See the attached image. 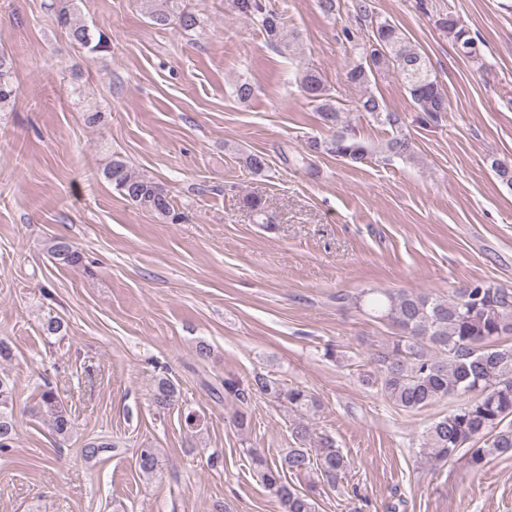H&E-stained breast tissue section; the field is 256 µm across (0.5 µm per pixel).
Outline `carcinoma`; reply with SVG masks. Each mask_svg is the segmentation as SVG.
<instances>
[{
  "label": "carcinoma",
  "mask_w": 512,
  "mask_h": 512,
  "mask_svg": "<svg viewBox=\"0 0 512 512\" xmlns=\"http://www.w3.org/2000/svg\"><path fill=\"white\" fill-rule=\"evenodd\" d=\"M148 17L157 26L178 25L185 31L197 28L199 19L181 9L179 0H143ZM233 11L262 29L270 46L278 51L288 48L279 15L267 0H232ZM356 19H368L371 33L362 42L361 61L346 71L349 82L368 88L371 79L382 72H392L403 82L419 111L436 119L448 111V97L431 72L426 57L412 46L406 33L397 25L372 19L368 0H355ZM56 23L67 30L71 40L96 53L105 47L103 38L93 39L88 27L63 6L56 13ZM439 26L452 34L457 53L463 58L478 57V47L469 30L448 15L438 20ZM303 95L316 104L324 124L336 128L329 139L312 137L306 142L308 153H326L362 163L370 149L356 138L341 119V107L332 103L328 90L314 73L301 79ZM14 96L11 65L0 54V109ZM375 120L396 129L386 141V152L404 158L412 157V144L400 129V118L386 111L381 101L365 92L356 105ZM105 178L126 200L161 217L173 210L171 198L155 181L135 172L117 153L112 154L103 169ZM50 253L58 264L78 265L83 256L63 240L54 241ZM348 299L360 308L366 307L376 317L392 323L399 335L391 344L372 354L374 371L362 376V383L404 412H416L455 398L459 403L448 414L434 420L421 433L420 452L432 462H444L458 455L467 465L478 468L499 455L512 452V346L501 344L512 336V290L494 283H476L461 288L448 298L422 291H381L363 289ZM226 400L244 397L241 381L226 377L221 383ZM250 389L276 406L293 413L291 434L296 447L277 460L248 450L253 472L262 487L280 501L283 512H315V502L292 487L286 474L316 472L335 487L352 466L333 438L313 437L305 417L317 412L319 400L298 386H288L279 379L255 374ZM14 386L0 377V452L11 448L15 436L13 411ZM179 392L166 376L155 380L153 402L166 410L178 401ZM41 402L50 413L51 427L61 439L70 435L71 419L51 389L41 393ZM137 463L145 475L159 468L155 449L140 448Z\"/></svg>",
  "instance_id": "obj_1"
}]
</instances>
